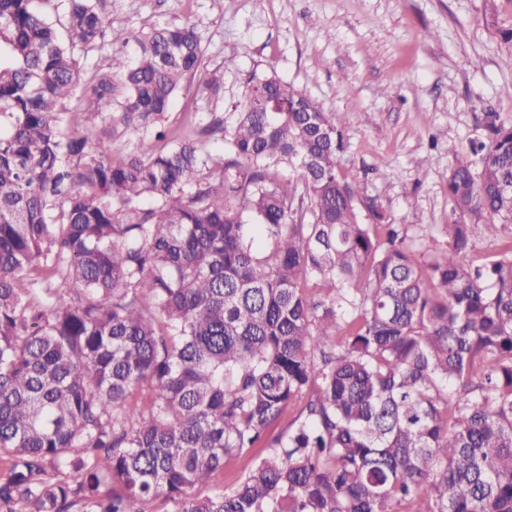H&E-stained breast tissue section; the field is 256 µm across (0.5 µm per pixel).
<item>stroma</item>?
I'll use <instances>...</instances> for the list:
<instances>
[{
    "mask_svg": "<svg viewBox=\"0 0 512 512\" xmlns=\"http://www.w3.org/2000/svg\"><path fill=\"white\" fill-rule=\"evenodd\" d=\"M104 11L133 40L78 52L82 84L114 57L134 60L137 35L192 25L199 77L220 72L224 86L212 100L184 89L164 116L171 137H196L215 118L232 129L249 75L275 73L342 116L344 175L410 235L447 223L452 153L485 113L512 123V66L496 33L512 24V0H107Z\"/></svg>",
    "mask_w": 512,
    "mask_h": 512,
    "instance_id": "1",
    "label": "stroma"
}]
</instances>
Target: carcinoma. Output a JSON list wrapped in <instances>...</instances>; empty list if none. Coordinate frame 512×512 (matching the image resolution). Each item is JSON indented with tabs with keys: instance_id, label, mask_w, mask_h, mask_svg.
Masks as SVG:
<instances>
[{
	"instance_id": "carcinoma-1",
	"label": "carcinoma",
	"mask_w": 512,
	"mask_h": 512,
	"mask_svg": "<svg viewBox=\"0 0 512 512\" xmlns=\"http://www.w3.org/2000/svg\"><path fill=\"white\" fill-rule=\"evenodd\" d=\"M49 2L0 0V512H512V242L465 260L512 224V123L487 114L452 219L409 240L273 73L232 132L112 159L95 119L161 123L200 41L153 29L86 88L100 0H57L64 39ZM265 451L266 448L258 447L250 455L226 461L224 472L218 476L217 480L221 485H224V489L230 488L251 467L254 458L262 456Z\"/></svg>"
}]
</instances>
